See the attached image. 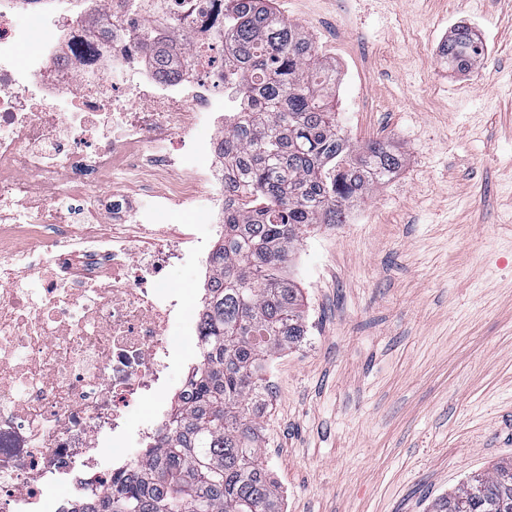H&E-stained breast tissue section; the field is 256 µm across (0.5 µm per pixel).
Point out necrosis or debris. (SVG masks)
I'll use <instances>...</instances> for the list:
<instances>
[{
	"mask_svg": "<svg viewBox=\"0 0 512 512\" xmlns=\"http://www.w3.org/2000/svg\"><path fill=\"white\" fill-rule=\"evenodd\" d=\"M95 8L111 30L86 26L83 0H0V512H34L60 476L54 512H78L136 469L135 444L165 420L134 426L124 408L165 394L170 327L199 332L164 270L224 221V115L240 105L222 67L195 58L161 76L132 42L138 17ZM201 126L210 139L189 140ZM188 151L200 158L185 168ZM112 173L140 195L88 200ZM176 212L189 231L168 227Z\"/></svg>",
	"mask_w": 512,
	"mask_h": 512,
	"instance_id": "1",
	"label": "necrosis or debris"
}]
</instances>
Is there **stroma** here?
Masks as SVG:
<instances>
[{
  "label": "stroma",
  "mask_w": 512,
  "mask_h": 512,
  "mask_svg": "<svg viewBox=\"0 0 512 512\" xmlns=\"http://www.w3.org/2000/svg\"><path fill=\"white\" fill-rule=\"evenodd\" d=\"M336 65L351 143L404 165L295 255L307 335L260 419L284 512H431L512 457V0H274ZM486 50L448 73L458 23ZM203 261L171 267L186 310Z\"/></svg>",
  "instance_id": "35a3bbf8"
}]
</instances>
